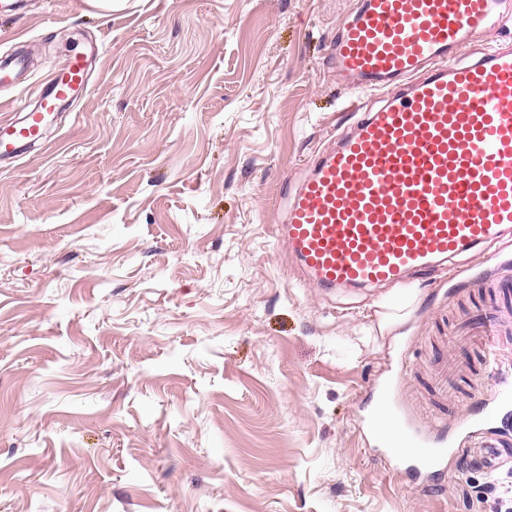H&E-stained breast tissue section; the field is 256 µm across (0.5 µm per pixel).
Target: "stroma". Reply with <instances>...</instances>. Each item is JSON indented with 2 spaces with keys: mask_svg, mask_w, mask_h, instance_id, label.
Here are the masks:
<instances>
[{
  "mask_svg": "<svg viewBox=\"0 0 512 512\" xmlns=\"http://www.w3.org/2000/svg\"><path fill=\"white\" fill-rule=\"evenodd\" d=\"M356 0H23L0 42L40 87L97 47L91 89L0 162V512H495L447 457L413 479L367 417L476 416L512 339L459 330L477 277L323 293L279 238L281 185L342 117L324 66ZM462 373L438 410L437 357Z\"/></svg>",
  "mask_w": 512,
  "mask_h": 512,
  "instance_id": "obj_1",
  "label": "stroma"
}]
</instances>
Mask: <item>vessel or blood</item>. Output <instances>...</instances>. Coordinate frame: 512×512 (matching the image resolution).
Here are the masks:
<instances>
[{"label": "vessel or blood", "instance_id": "1", "mask_svg": "<svg viewBox=\"0 0 512 512\" xmlns=\"http://www.w3.org/2000/svg\"><path fill=\"white\" fill-rule=\"evenodd\" d=\"M512 0H359L330 42L326 65L349 92L352 125L284 182L282 240L311 287H408L416 275L512 231V46L476 49ZM28 68L0 57V87ZM90 90L85 54H65L35 105L0 119V161L39 144L60 102ZM469 325L472 336L512 334V279ZM370 419L411 475L430 472L452 444L447 423L420 425L385 401ZM496 471L512 450L492 436L469 449Z\"/></svg>", "mask_w": 512, "mask_h": 512}]
</instances>
